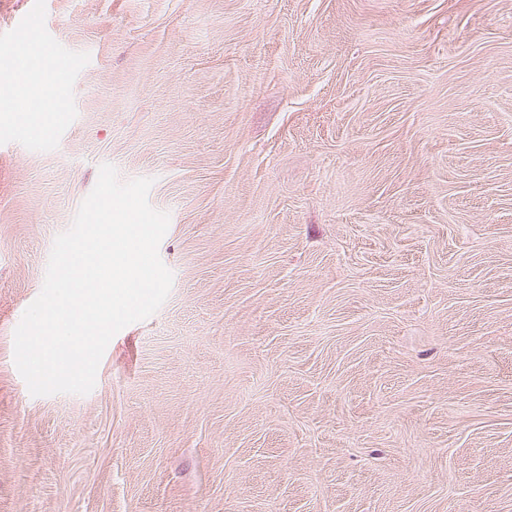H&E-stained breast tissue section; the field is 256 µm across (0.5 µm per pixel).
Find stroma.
Returning <instances> with one entry per match:
<instances>
[{
	"label": "stroma",
	"mask_w": 512,
	"mask_h": 512,
	"mask_svg": "<svg viewBox=\"0 0 512 512\" xmlns=\"http://www.w3.org/2000/svg\"><path fill=\"white\" fill-rule=\"evenodd\" d=\"M0 512H512V0H0ZM174 279L86 395L14 331L99 168ZM30 46L31 66L30 76L21 77L18 70L10 67H0V104L11 102L25 95L43 93L49 83L56 80V75L51 67L40 60L41 54L37 52L36 44Z\"/></svg>",
	"instance_id": "stroma-1"
}]
</instances>
